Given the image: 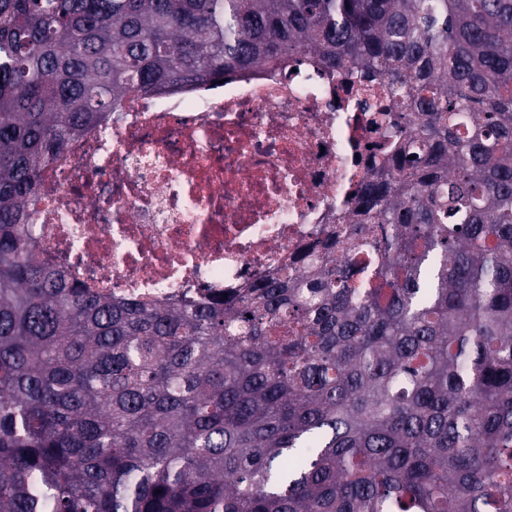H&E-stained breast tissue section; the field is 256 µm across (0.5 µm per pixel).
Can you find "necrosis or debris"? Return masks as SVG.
Instances as JSON below:
<instances>
[{
    "instance_id": "necrosis-or-debris-1",
    "label": "necrosis or debris",
    "mask_w": 512,
    "mask_h": 512,
    "mask_svg": "<svg viewBox=\"0 0 512 512\" xmlns=\"http://www.w3.org/2000/svg\"><path fill=\"white\" fill-rule=\"evenodd\" d=\"M387 88L308 59L128 97L43 171L26 202L34 249L92 292L151 303L301 273L385 166L402 122Z\"/></svg>"
}]
</instances>
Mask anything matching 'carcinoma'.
<instances>
[{
	"instance_id": "obj_1",
	"label": "carcinoma",
	"mask_w": 512,
	"mask_h": 512,
	"mask_svg": "<svg viewBox=\"0 0 512 512\" xmlns=\"http://www.w3.org/2000/svg\"><path fill=\"white\" fill-rule=\"evenodd\" d=\"M307 55L411 139L303 279L151 304L36 256L123 98ZM0 512H512V0H0Z\"/></svg>"
}]
</instances>
